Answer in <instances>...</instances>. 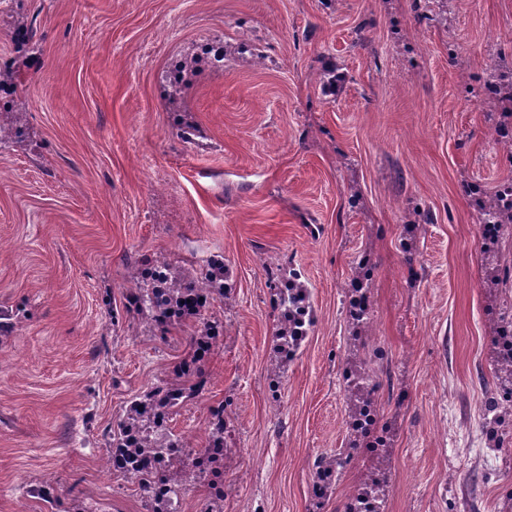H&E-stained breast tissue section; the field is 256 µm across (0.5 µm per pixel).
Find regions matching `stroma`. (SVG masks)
Instances as JSON below:
<instances>
[{
  "label": "stroma",
  "instance_id": "35a3bbf8",
  "mask_svg": "<svg viewBox=\"0 0 512 512\" xmlns=\"http://www.w3.org/2000/svg\"><path fill=\"white\" fill-rule=\"evenodd\" d=\"M31 28L22 43L18 30ZM223 43L187 76L182 137L165 92L178 59ZM512 63V0H16L0 65L22 138L0 148V512H147L107 470L105 434L130 398L192 354L124 307L125 265L223 258L224 339L173 431L202 447L208 409L235 418L224 512H314L312 464L349 457L321 512H344L368 460L349 455L345 370L367 361L394 431L386 512H498L512 452L489 449V249L470 186L512 185L484 101L492 56ZM335 67V93L321 89ZM422 230L412 253L403 225ZM370 259L371 314L347 313ZM297 273L313 326L274 411L270 266Z\"/></svg>",
  "mask_w": 512,
  "mask_h": 512
}]
</instances>
